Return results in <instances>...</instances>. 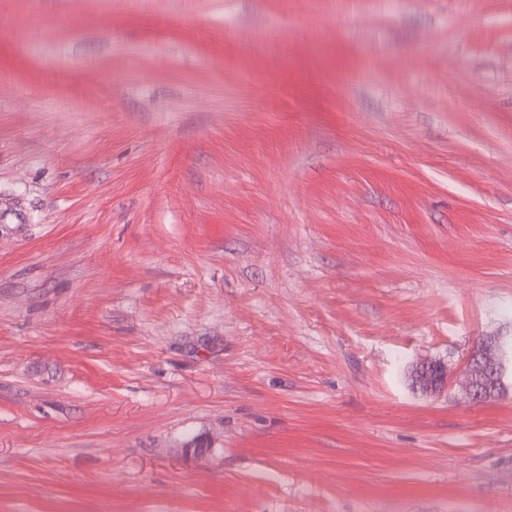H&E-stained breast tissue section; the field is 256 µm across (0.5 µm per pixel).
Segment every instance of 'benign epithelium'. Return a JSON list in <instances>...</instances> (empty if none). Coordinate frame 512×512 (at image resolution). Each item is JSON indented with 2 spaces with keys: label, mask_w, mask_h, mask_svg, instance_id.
Here are the masks:
<instances>
[{
  "label": "benign epithelium",
  "mask_w": 512,
  "mask_h": 512,
  "mask_svg": "<svg viewBox=\"0 0 512 512\" xmlns=\"http://www.w3.org/2000/svg\"><path fill=\"white\" fill-rule=\"evenodd\" d=\"M508 356L505 336L488 337L472 351L464 367L466 389L471 400H486L505 386ZM417 372L421 375V389L427 393H439L448 387L449 372L441 362H424Z\"/></svg>",
  "instance_id": "1"
}]
</instances>
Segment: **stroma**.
<instances>
[{
    "instance_id": "stroma-1",
    "label": "stroma",
    "mask_w": 512,
    "mask_h": 512,
    "mask_svg": "<svg viewBox=\"0 0 512 512\" xmlns=\"http://www.w3.org/2000/svg\"><path fill=\"white\" fill-rule=\"evenodd\" d=\"M496 333L512 0H0V512H512ZM506 336L484 339L472 351L464 367L466 389L473 401H483L505 386L506 361L509 356ZM421 378V389L426 393H439L448 387L449 372L444 363L437 361H427L417 368Z\"/></svg>"
}]
</instances>
